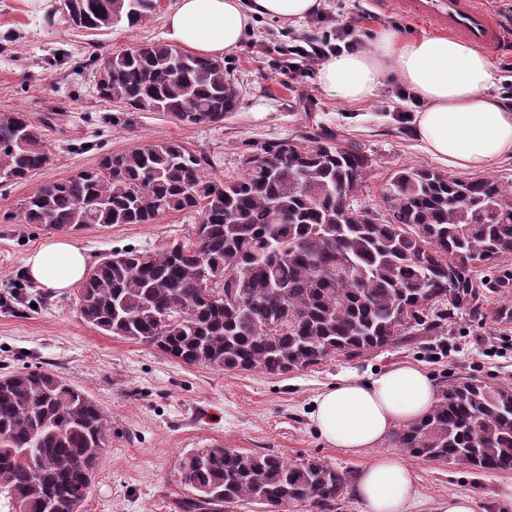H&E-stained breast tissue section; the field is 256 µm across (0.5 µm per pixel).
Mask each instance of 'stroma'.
<instances>
[{
  "mask_svg": "<svg viewBox=\"0 0 512 512\" xmlns=\"http://www.w3.org/2000/svg\"><path fill=\"white\" fill-rule=\"evenodd\" d=\"M177 0H161L146 23L91 33L62 21L60 0H0V112H24L54 145L45 168L26 181L0 185V375L23 368L59 374L85 389L105 412L109 444L99 457L85 512H177L191 489L181 473L183 454L222 447L275 453L294 462L315 456L359 473L378 452L399 454L413 472L408 512H437L455 495L472 499L475 512H512V472L453 468L399 453L393 438L358 452L327 444L315 429L314 398L337 378L366 379L401 364L429 374L437 386L468 379L488 386L512 384V323H497L495 298L487 318L457 316L441 336L413 339L355 358L338 355L288 375L225 372L188 366L156 347L108 336L84 324L75 289L48 294L25 269L27 255L57 230L24 224L17 209L40 184L92 168L105 155L145 140L176 139L216 156L217 175L236 176L255 145L309 132L341 131L363 144L374 171L356 197L376 205L388 173L405 165L441 169L407 123L391 120L409 104L395 95L396 80L365 103H338L318 88L317 64L289 65L281 48L308 31L334 32L359 23L362 49L392 28L406 35L429 24L378 7L375 0H325L322 15L287 27L257 19L241 47L224 57L240 91L238 108L219 125L190 124L162 112H134L101 99L94 73L101 62L140 42L165 41L166 17ZM277 51L260 54L261 44ZM195 216L178 213L156 224L92 225L70 232L90 261L127 248L154 251L194 236Z\"/></svg>",
  "mask_w": 512,
  "mask_h": 512,
  "instance_id": "35a3bbf8",
  "label": "stroma"
}]
</instances>
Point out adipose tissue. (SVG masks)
I'll list each match as a JSON object with an SVG mask.
<instances>
[{"label": "adipose tissue", "instance_id": "adipose-tissue-1", "mask_svg": "<svg viewBox=\"0 0 512 512\" xmlns=\"http://www.w3.org/2000/svg\"><path fill=\"white\" fill-rule=\"evenodd\" d=\"M323 6V0H178L166 19L167 37L175 47L217 58L238 49L256 19L293 26ZM496 71L476 44L389 29L371 50L321 62L317 82L330 99L361 103L396 76L422 104L412 123L424 149L451 168L487 171L512 157V105L492 91ZM87 265L85 254L65 238L50 239L25 260L29 278L50 293L80 283ZM437 399L426 373L401 365L366 380L340 379L316 397L311 416L328 444L357 451L378 446L396 426L419 421ZM413 487L411 470L391 454L379 455L355 483L367 512H407Z\"/></svg>", "mask_w": 512, "mask_h": 512}]
</instances>
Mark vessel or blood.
<instances>
[{
    "mask_svg": "<svg viewBox=\"0 0 512 512\" xmlns=\"http://www.w3.org/2000/svg\"><path fill=\"white\" fill-rule=\"evenodd\" d=\"M379 3L488 50H497L504 42L500 19L484 8L481 0H379Z\"/></svg>",
    "mask_w": 512,
    "mask_h": 512,
    "instance_id": "1",
    "label": "vessel or blood"
}]
</instances>
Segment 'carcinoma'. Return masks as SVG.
Instances as JSON below:
<instances>
[{"mask_svg":"<svg viewBox=\"0 0 512 512\" xmlns=\"http://www.w3.org/2000/svg\"><path fill=\"white\" fill-rule=\"evenodd\" d=\"M66 19L106 31L135 27L159 0H66ZM165 42L107 57L97 94L135 112L183 123L224 122L239 95L224 60ZM49 160L40 126L0 113V182H21ZM210 156L179 140H149L103 157L75 177L46 182L24 200L20 221L57 229L155 224L200 216L194 240L154 252L129 248L85 275L81 320L158 348L189 366L286 375L336 354L355 357L416 331L437 336L454 316L482 319L489 293L505 296L512 322V187L424 166L392 171L382 205L353 192L373 158L338 132H317L250 152L239 176H210ZM110 424L97 402L40 370L0 377V498L9 512H79ZM413 457L481 472L512 471V386L459 379L431 412L395 434ZM193 495L181 512H223L251 500L336 512L352 475L317 457L198 448L181 459Z\"/></svg>","mask_w":512,"mask_h":512,"instance_id":"cac0c4a2","label":"carcinoma"}]
</instances>
